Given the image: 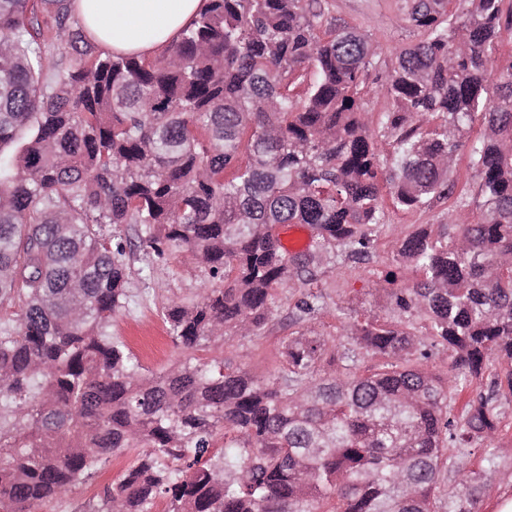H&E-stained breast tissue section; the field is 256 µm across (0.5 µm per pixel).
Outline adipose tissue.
<instances>
[{"label": "adipose tissue", "instance_id": "obj_1", "mask_svg": "<svg viewBox=\"0 0 512 512\" xmlns=\"http://www.w3.org/2000/svg\"><path fill=\"white\" fill-rule=\"evenodd\" d=\"M203 0H75L89 39L109 52L154 55L166 49Z\"/></svg>", "mask_w": 512, "mask_h": 512}]
</instances>
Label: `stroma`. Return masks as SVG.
I'll return each mask as SVG.
<instances>
[{
  "label": "stroma",
  "instance_id": "obj_1",
  "mask_svg": "<svg viewBox=\"0 0 512 512\" xmlns=\"http://www.w3.org/2000/svg\"><path fill=\"white\" fill-rule=\"evenodd\" d=\"M331 10L336 17L362 27L380 41L389 61L393 60L396 49L418 38L417 32L405 20L404 0H332ZM454 205V200L449 199L423 210H387L384 228L369 263L322 266L320 277L313 286L324 303L320 314L301 327H294L289 315L300 289L294 285L281 288V308L276 318L261 335L227 338L225 359L254 377L264 378L277 365L279 340L297 329L309 336L335 341L337 350L343 351L354 346L353 340L336 332L343 322L370 318L382 323L406 321L413 328H421L419 318L403 319L387 293L380 289L378 280L382 272L394 265L404 234L421 224L446 223L448 210ZM125 261L133 272L131 288L135 301L112 318L113 335L124 340L129 339L132 332L145 334L159 325V312L169 299L195 296L206 284L204 269L178 256L169 257L165 263L155 266L150 276H140L138 270L145 266L147 257L135 239L126 247ZM499 403L502 427L495 448L497 467L481 490L476 512H501L505 502L512 498V388H501Z\"/></svg>",
  "mask_w": 512,
  "mask_h": 512
}]
</instances>
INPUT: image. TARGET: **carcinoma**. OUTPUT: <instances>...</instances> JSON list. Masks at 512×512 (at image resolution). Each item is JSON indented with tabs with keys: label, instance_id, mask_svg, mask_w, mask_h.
Listing matches in <instances>:
<instances>
[{
	"label": "carcinoma",
	"instance_id": "cac0c4a2",
	"mask_svg": "<svg viewBox=\"0 0 512 512\" xmlns=\"http://www.w3.org/2000/svg\"><path fill=\"white\" fill-rule=\"evenodd\" d=\"M73 8L0 0V304L17 306L0 322V512H41L132 450L84 512H475L500 429L489 356L512 386V66L495 57L512 3L406 0L420 38L387 71L329 0H204L154 57L96 51ZM371 83L388 103L376 126ZM462 151L472 203L406 234L383 278L423 335L340 324L380 359L361 375L300 331L266 378L224 360L280 288L370 260L385 201L455 197ZM280 224L315 245L287 250ZM127 228L151 262L208 275L163 308L181 355L160 373L108 331L132 302ZM318 311L303 292L291 321ZM427 341L456 373L420 366ZM474 443L487 467L447 491Z\"/></svg>",
	"mask_w": 512,
	"mask_h": 512
}]
</instances>
